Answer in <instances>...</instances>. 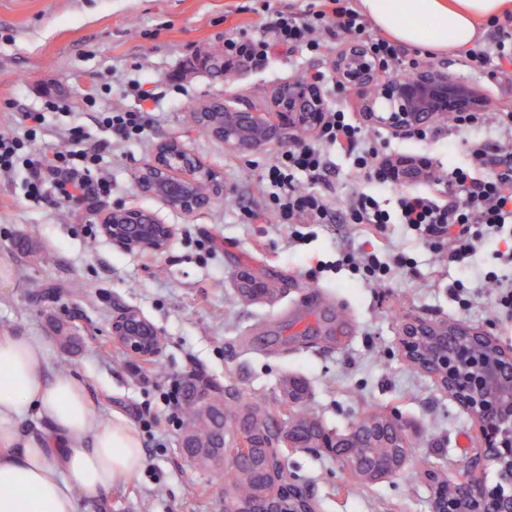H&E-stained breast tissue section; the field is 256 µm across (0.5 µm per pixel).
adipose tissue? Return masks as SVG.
Instances as JSON below:
<instances>
[{"label": "adipose tissue", "mask_w": 512, "mask_h": 512, "mask_svg": "<svg viewBox=\"0 0 512 512\" xmlns=\"http://www.w3.org/2000/svg\"><path fill=\"white\" fill-rule=\"evenodd\" d=\"M364 14L396 40L451 53L468 49L512 0H361ZM30 418L35 430L21 432ZM142 443L119 415L103 423L85 384L53 370L43 340L0 335V512H76L134 477Z\"/></svg>", "instance_id": "ef3b65f1"}]
</instances>
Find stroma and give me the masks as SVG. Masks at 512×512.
<instances>
[{
	"mask_svg": "<svg viewBox=\"0 0 512 512\" xmlns=\"http://www.w3.org/2000/svg\"><path fill=\"white\" fill-rule=\"evenodd\" d=\"M311 0H0V130L19 112L39 110L58 97L67 112L48 113L39 148H66L65 128L96 132L99 110L135 105L126 84L136 78L163 96L147 136L115 144L101 165L112 182L108 206H138L176 236L158 255L125 252L97 230L99 208L13 203L22 171L0 175V334L35 336L50 343L55 366L86 383L97 418L124 416L139 435L143 466L97 499L82 498L77 512H222L224 483L188 462L180 430L168 421L162 394L170 382L197 376L269 401L281 398L283 377L297 376L309 389L308 407L333 432L342 433L365 411L397 412L412 438L411 463L427 462L460 479L462 462L478 447L475 425L435 380L410 365L400 345L411 318L488 331L512 347V316L495 307L496 287L486 271L500 267L496 247L480 244L470 262L449 263L447 249L422 242L399 224L389 225L377 248L402 254L412 268L394 269L377 286L336 261L364 247L360 225H308L302 241L289 240L275 224L249 222L244 202L261 192L259 173L277 150L268 143L242 156L196 127L185 114L227 97L269 109L273 88L331 59L277 48L265 61L218 76L196 66L202 51L224 47V33L239 27L258 34L270 10L307 14ZM434 62L486 90L495 104H512V82L465 70L456 54L437 52ZM94 94L95 105L85 97ZM177 138L219 172L223 196L192 215L168 209L141 194L139 171L157 144ZM499 141L488 124L457 129L448 121L427 139H392L396 157L427 159L433 169L469 165L468 140ZM51 253L43 262L42 253ZM248 272L281 293L247 302L238 276ZM463 280L470 309L453 301L448 285ZM139 311L159 330L161 350L145 363L115 345L113 316ZM75 330L79 344L57 345L55 325ZM291 483L306 489L318 512H432L434 491L424 477L395 476L363 487L335 458L310 449L290 452Z\"/></svg>",
	"mask_w": 512,
	"mask_h": 512,
	"instance_id": "35a3bbf8",
	"label": "stroma"
}]
</instances>
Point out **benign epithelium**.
Returning a JSON list of instances; mask_svg holds the SVG:
<instances>
[{"label": "benign epithelium", "mask_w": 512, "mask_h": 512, "mask_svg": "<svg viewBox=\"0 0 512 512\" xmlns=\"http://www.w3.org/2000/svg\"><path fill=\"white\" fill-rule=\"evenodd\" d=\"M330 71L337 87L358 91L357 108L366 122L399 138L411 137L451 114L478 115L492 104L485 90L460 81L444 66L422 65L407 78L387 76L378 60L358 42H348L336 52ZM216 106L220 111L198 113V126L238 154L272 140L286 142L298 131H312L329 109L324 92L303 81L277 87L270 112L240 103L218 102ZM426 173V164L416 158H402L391 167L392 178L402 185L418 182ZM136 186L186 214L224 192L218 174L175 138L156 146L153 159L137 176ZM99 223L102 234L127 251L157 255L175 236L173 225L133 206L104 209ZM422 331L432 340L420 355L413 346V336ZM111 336L141 361H152L159 354L158 329L136 310L125 309L112 318ZM402 348L407 361L433 376L478 428L482 448L466 462L467 478L455 483L456 498L469 503L471 512H512V462H508L512 459V348L502 346L484 331L421 320L404 325ZM192 398L203 410L214 400L205 384L193 386ZM320 430L318 447L335 455L344 469L360 470L356 460L336 453L352 437L355 427L343 434L323 426ZM182 448L191 463L209 453L216 463L224 458V449L201 447L190 431L183 435ZM293 449L288 427L279 423L259 442L238 440L234 458L252 463L267 478L273 462H281L285 452ZM489 466L496 471L498 485L494 489L476 476ZM285 491L288 500L303 504L294 512H316V502L305 490L288 484Z\"/></svg>", "instance_id": "obj_1"}]
</instances>
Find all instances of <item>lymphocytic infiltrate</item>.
Instances as JSON below:
<instances>
[{
    "mask_svg": "<svg viewBox=\"0 0 512 512\" xmlns=\"http://www.w3.org/2000/svg\"><path fill=\"white\" fill-rule=\"evenodd\" d=\"M492 26L491 38L469 49L466 61L472 69L511 78L512 15ZM261 29L260 36L247 41L225 34L226 69L255 63L276 47L322 56L330 49V36L339 32L362 42L386 74L406 77L416 64L409 51L374 29L349 0H315L303 19L277 10L266 16ZM130 90L139 108L101 113L94 134L78 126L68 129L70 147L64 151L34 149L43 125L39 112L20 113L16 131L0 133V173L11 172L19 163L26 169L21 201L76 211L91 198L111 195L112 183L99 171L113 137H143L150 124L143 104L152 99V92L137 82ZM467 150L471 165L449 171L447 199L402 190L388 205L368 189L369 183L388 179L390 163L382 159L380 144L366 142L362 126L349 113L327 112L316 140H294L270 160L261 177V199L245 206L244 214L251 219L274 217L294 240L300 238L303 224H358L369 239L385 225L402 224L430 245L447 242L448 260L458 264L472 257L478 242L489 236L504 244L497 257L512 267V149L472 140ZM337 154L347 159L354 186L341 210L325 191ZM341 262L378 284L388 279L392 266H406L408 260L398 256L390 262L373 249L357 256L343 254Z\"/></svg>",
    "mask_w": 512,
    "mask_h": 512,
    "instance_id": "f902f5d3",
    "label": "lymphocytic infiltrate"
}]
</instances>
